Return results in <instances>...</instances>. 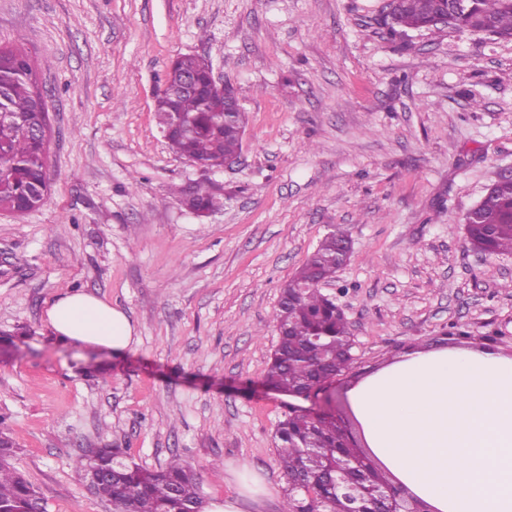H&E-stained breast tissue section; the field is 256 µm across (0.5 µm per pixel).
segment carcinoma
Here are the masks:
<instances>
[{"label": "carcinoma", "instance_id": "obj_1", "mask_svg": "<svg viewBox=\"0 0 512 512\" xmlns=\"http://www.w3.org/2000/svg\"><path fill=\"white\" fill-rule=\"evenodd\" d=\"M443 0H389L384 23L392 32L422 30L441 11ZM445 25L460 32H480L496 40L512 38V0H465L448 4ZM174 70L196 80L181 95L161 90L155 113L163 130H172L169 145L176 154L213 170L239 155L246 117L238 110L226 122L217 113L210 89L211 63L200 55H184ZM52 131L48 103L29 57L18 48L0 47V210L29 212L44 204L50 191L46 177ZM223 201L208 187H199L194 211L212 212ZM463 224L473 249L488 255L512 254V178L500 176L490 196L469 210ZM350 244L348 233L333 227L314 253L283 287L275 321L278 343L266 382L292 395L349 370L353 340L349 323L320 283L336 278L338 258ZM275 438L287 489L282 512H345L357 498L364 512H386L391 486L349 443L342 419L325 414L313 418L293 409L279 422ZM15 449L0 447V512H47L41 493L17 469ZM102 477L95 494L112 512H197L203 503L198 479L179 458L147 470L118 448H102L95 462L80 457L76 469L90 479L89 467Z\"/></svg>", "mask_w": 512, "mask_h": 512}]
</instances>
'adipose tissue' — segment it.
I'll list each match as a JSON object with an SVG mask.
<instances>
[{"label": "adipose tissue", "mask_w": 512, "mask_h": 512, "mask_svg": "<svg viewBox=\"0 0 512 512\" xmlns=\"http://www.w3.org/2000/svg\"><path fill=\"white\" fill-rule=\"evenodd\" d=\"M61 339L123 350L127 314L84 292L56 296ZM371 453L429 512H512V356L418 351L348 389Z\"/></svg>", "instance_id": "obj_1"}]
</instances>
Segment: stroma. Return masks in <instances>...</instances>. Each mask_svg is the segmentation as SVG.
Masks as SVG:
<instances>
[{
	"instance_id": "obj_1",
	"label": "stroma",
	"mask_w": 512,
	"mask_h": 512,
	"mask_svg": "<svg viewBox=\"0 0 512 512\" xmlns=\"http://www.w3.org/2000/svg\"><path fill=\"white\" fill-rule=\"evenodd\" d=\"M385 0H0V46L20 47L49 100L51 188L0 211V420L47 512H112L76 473L83 449L148 469L180 456L205 500L281 512L275 430L291 401L267 385L282 287L331 225L349 262L325 291L343 309L348 388L415 350L512 355V254L464 240L467 211L512 167V40L445 27L394 34ZM208 56L248 124L239 158L202 172L169 148L156 95L173 60ZM210 181L224 207L184 208ZM82 290L138 336L114 352L45 321ZM257 477L256 506L240 492Z\"/></svg>"
}]
</instances>
